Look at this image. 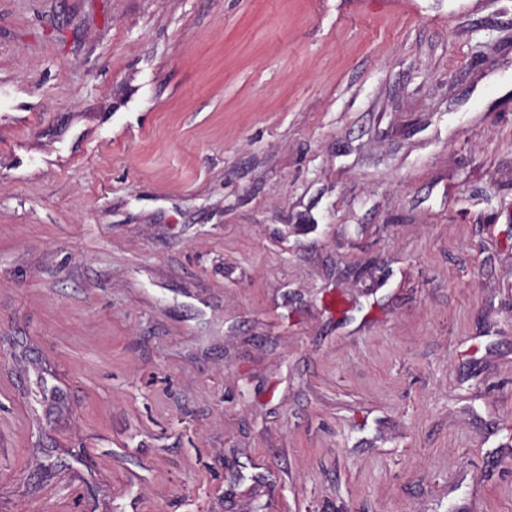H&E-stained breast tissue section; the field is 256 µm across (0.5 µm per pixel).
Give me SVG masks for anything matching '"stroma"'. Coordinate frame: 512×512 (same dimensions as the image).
<instances>
[{
  "label": "stroma",
  "mask_w": 512,
  "mask_h": 512,
  "mask_svg": "<svg viewBox=\"0 0 512 512\" xmlns=\"http://www.w3.org/2000/svg\"><path fill=\"white\" fill-rule=\"evenodd\" d=\"M0 512H512V0H0Z\"/></svg>",
  "instance_id": "1"
}]
</instances>
